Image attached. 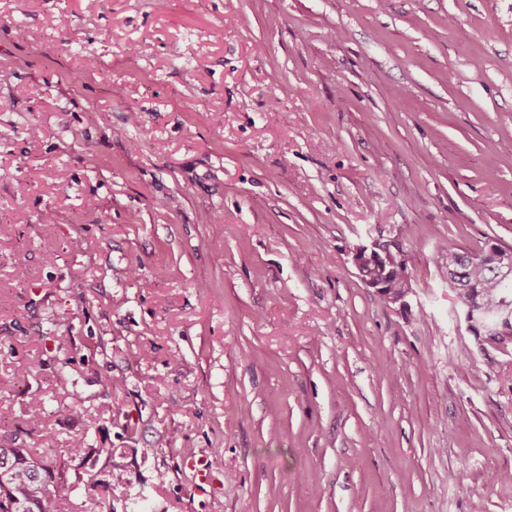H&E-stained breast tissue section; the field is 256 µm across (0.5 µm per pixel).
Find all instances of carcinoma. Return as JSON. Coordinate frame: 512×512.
<instances>
[{
    "label": "carcinoma",
    "instance_id": "1",
    "mask_svg": "<svg viewBox=\"0 0 512 512\" xmlns=\"http://www.w3.org/2000/svg\"><path fill=\"white\" fill-rule=\"evenodd\" d=\"M366 284L391 301L408 288L405 263L363 246L354 256ZM448 285L476 338L512 337V247L486 243L477 252L448 250ZM71 485L26 448L0 447V512H63Z\"/></svg>",
    "mask_w": 512,
    "mask_h": 512
}]
</instances>
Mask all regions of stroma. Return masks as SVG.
Instances as JSON below:
<instances>
[{"instance_id":"obj_1","label":"stroma","mask_w":512,"mask_h":512,"mask_svg":"<svg viewBox=\"0 0 512 512\" xmlns=\"http://www.w3.org/2000/svg\"><path fill=\"white\" fill-rule=\"evenodd\" d=\"M492 239L512 0H0V446L64 512H512V341L445 277ZM355 262L365 278L366 284L391 301L401 300L408 288L406 266L389 251H378L375 247H360Z\"/></svg>"}]
</instances>
